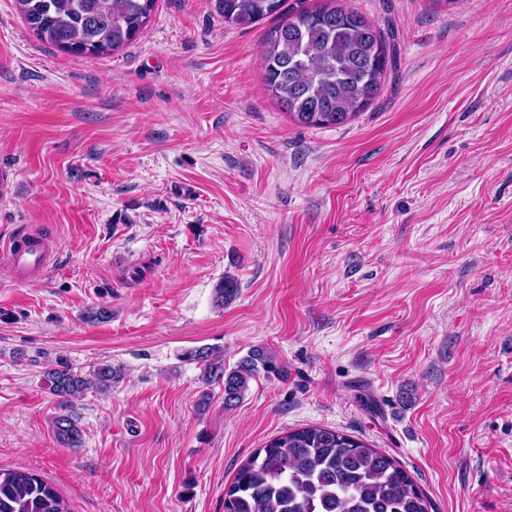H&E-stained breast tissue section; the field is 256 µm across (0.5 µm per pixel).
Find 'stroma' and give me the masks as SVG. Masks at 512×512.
<instances>
[{
	"mask_svg": "<svg viewBox=\"0 0 512 512\" xmlns=\"http://www.w3.org/2000/svg\"><path fill=\"white\" fill-rule=\"evenodd\" d=\"M346 4L394 29L397 66L306 128L265 89L273 19L158 0L90 58L0 0V243L58 241L47 272L0 262V468L71 512H224L252 453L317 424L393 455L435 512H512V0ZM202 346L284 372L228 409L184 358ZM60 359L124 374L75 399L79 448L55 438Z\"/></svg>",
	"mask_w": 512,
	"mask_h": 512,
	"instance_id": "35a3bbf8",
	"label": "stroma"
}]
</instances>
